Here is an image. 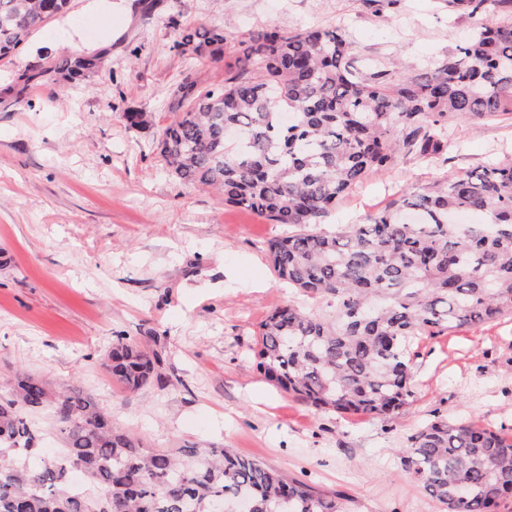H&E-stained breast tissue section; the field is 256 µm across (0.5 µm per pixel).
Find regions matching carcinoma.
<instances>
[{"instance_id": "cac0c4a2", "label": "carcinoma", "mask_w": 512, "mask_h": 512, "mask_svg": "<svg viewBox=\"0 0 512 512\" xmlns=\"http://www.w3.org/2000/svg\"><path fill=\"white\" fill-rule=\"evenodd\" d=\"M69 3L0 0V60ZM448 6L503 20L410 75L396 60L357 66L341 28L257 31L222 84L202 88L184 77L156 142L181 183L295 228L270 241L268 255L275 277L304 302L267 315L257 366L321 410L390 416L413 397L414 339L512 316V158L406 190L361 224L319 229L369 174L409 157L446 163L455 128L512 116V0ZM225 40L221 28L177 27L173 48L198 59ZM103 67V52L73 51L17 80L61 86ZM464 212L482 224L455 223ZM161 365L157 353L121 337L103 362L129 392ZM45 428L60 447L38 446ZM397 455L443 512H493L512 500V433L436 419ZM73 472L83 478L78 489ZM240 496L249 512H343L336 495L231 448H150L77 384L23 370L0 383V512H217Z\"/></svg>"}]
</instances>
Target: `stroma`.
Returning <instances> with one entry per match:
<instances>
[{
	"instance_id": "stroma-1",
	"label": "stroma",
	"mask_w": 512,
	"mask_h": 512,
	"mask_svg": "<svg viewBox=\"0 0 512 512\" xmlns=\"http://www.w3.org/2000/svg\"><path fill=\"white\" fill-rule=\"evenodd\" d=\"M70 0L67 14L0 61V91L44 56L107 49L94 77L34 85L0 103V378L22 368L75 382L150 447L202 441L233 448L315 489L345 512H440L395 451L437 418L512 429V317L471 330L420 336L414 396L386 418L339 416L269 384L254 348L260 324L292 292L267 253L288 227L225 204L217 191L168 175L154 146L186 73L224 80L240 43L264 27L345 29L355 58L419 65L452 53L476 22L445 0ZM226 28L219 56L189 60L174 25ZM149 113L144 129L122 115ZM512 157V119L458 130L448 163L410 158L370 175L332 221L357 224L402 189ZM163 360L160 379L136 392L113 384L103 360L117 337Z\"/></svg>"
}]
</instances>
